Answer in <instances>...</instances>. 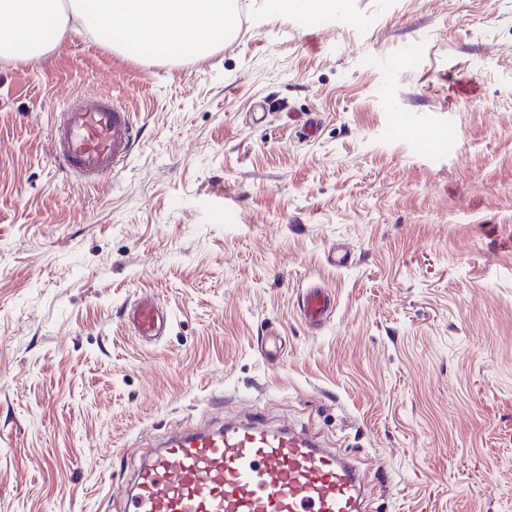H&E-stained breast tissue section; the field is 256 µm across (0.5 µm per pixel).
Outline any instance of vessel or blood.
Masks as SVG:
<instances>
[{"mask_svg": "<svg viewBox=\"0 0 512 512\" xmlns=\"http://www.w3.org/2000/svg\"><path fill=\"white\" fill-rule=\"evenodd\" d=\"M50 135L58 168L92 184L123 167L136 139L131 113L89 91L65 98ZM301 302L305 317L317 323L333 299L314 285ZM132 322L139 335L154 336L163 318L145 297ZM364 498L356 469L336 451L251 418L180 432L152 449L124 491L123 512H363Z\"/></svg>", "mask_w": 512, "mask_h": 512, "instance_id": "b4317fda", "label": "vessel or blood"}]
</instances>
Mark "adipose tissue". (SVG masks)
I'll return each mask as SVG.
<instances>
[{
	"mask_svg": "<svg viewBox=\"0 0 512 512\" xmlns=\"http://www.w3.org/2000/svg\"><path fill=\"white\" fill-rule=\"evenodd\" d=\"M233 0H0V59L50 51L79 30L155 58L207 54L234 28Z\"/></svg>",
	"mask_w": 512,
	"mask_h": 512,
	"instance_id": "ef3b65f1",
	"label": "adipose tissue"
}]
</instances>
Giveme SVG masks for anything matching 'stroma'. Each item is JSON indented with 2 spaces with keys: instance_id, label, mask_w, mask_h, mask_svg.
<instances>
[{
  "instance_id": "1",
  "label": "stroma",
  "mask_w": 512,
  "mask_h": 512,
  "mask_svg": "<svg viewBox=\"0 0 512 512\" xmlns=\"http://www.w3.org/2000/svg\"><path fill=\"white\" fill-rule=\"evenodd\" d=\"M234 10L204 56L0 60V512H122L146 448L254 414L352 459L370 512H512V0ZM89 87L137 128L99 185L48 147ZM334 298L328 290L321 285L311 286L303 294L301 302L305 317L318 323L327 316ZM132 322L141 336H156L163 323L159 307L145 297L136 303L132 311Z\"/></svg>"
}]
</instances>
